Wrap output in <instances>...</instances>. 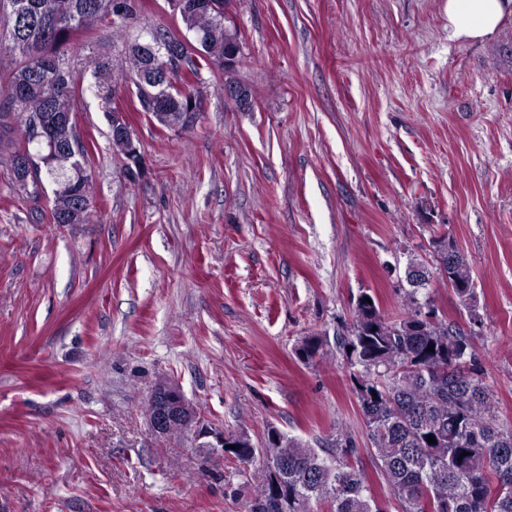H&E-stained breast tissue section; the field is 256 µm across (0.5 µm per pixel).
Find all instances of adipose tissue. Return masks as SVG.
Segmentation results:
<instances>
[{
	"instance_id": "1",
	"label": "adipose tissue",
	"mask_w": 512,
	"mask_h": 512,
	"mask_svg": "<svg viewBox=\"0 0 512 512\" xmlns=\"http://www.w3.org/2000/svg\"><path fill=\"white\" fill-rule=\"evenodd\" d=\"M508 14L512 0H448V30L457 39L483 40L496 33Z\"/></svg>"
}]
</instances>
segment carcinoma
I'll list each match as a JSON object with an SVG mask.
<instances>
[{
    "instance_id": "obj_1",
    "label": "carcinoma",
    "mask_w": 512,
    "mask_h": 512,
    "mask_svg": "<svg viewBox=\"0 0 512 512\" xmlns=\"http://www.w3.org/2000/svg\"><path fill=\"white\" fill-rule=\"evenodd\" d=\"M112 0H0V54L15 56V65L0 80V165L7 167L14 191L40 200L42 173L54 177L50 220L70 218L86 224L96 212L87 149L73 113L76 89L67 90L51 71H71L65 47L80 33L106 24L121 32L138 19L134 0L129 20L115 23ZM186 29L200 34L197 50H188L186 74L156 81L160 46L178 36L159 25L151 42L132 41L128 63L141 111L164 127L182 119L195 124L205 93L202 63L224 69V55L239 46L236 31L224 24V10L191 11L181 16ZM94 86L112 97L109 62H94ZM39 122L51 138L32 130ZM37 144L36 152L30 151ZM447 274L421 260L410 261L415 278L406 293V308L390 317L367 292L356 300L351 322L336 331V347L350 369L370 454L397 512H512V425L501 424L491 392L477 370L478 353L467 330L445 317L418 292L432 277L448 279L457 297L476 317L472 268L462 252L448 256L454 240L435 237ZM434 345V351L426 348ZM328 341L306 337L297 348L303 360L315 357ZM436 443L430 444L428 436ZM238 462L261 464L248 512H390L372 494L364 469L352 461L356 444L348 432L336 434L332 448L319 450L270 428L257 447L244 432L229 433ZM467 456H462L463 452Z\"/></svg>"
}]
</instances>
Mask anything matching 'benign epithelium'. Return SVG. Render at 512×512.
<instances>
[{
    "mask_svg": "<svg viewBox=\"0 0 512 512\" xmlns=\"http://www.w3.org/2000/svg\"><path fill=\"white\" fill-rule=\"evenodd\" d=\"M167 3L175 14L179 12L184 14L205 6L215 7V4L208 5L202 0H192L190 3L187 0H167ZM112 137L126 143V159L134 165L138 164L140 151L135 143L133 132L118 115L112 117ZM176 421L192 433L201 447L210 448L223 456L230 455V452L224 449V446L230 444L228 435L224 434L222 430L208 426L190 410L177 385L172 384L152 391L149 406V422L152 433L157 436L163 435L168 427Z\"/></svg>",
    "mask_w": 512,
    "mask_h": 512,
    "instance_id": "benign-epithelium-1",
    "label": "benign epithelium"
}]
</instances>
